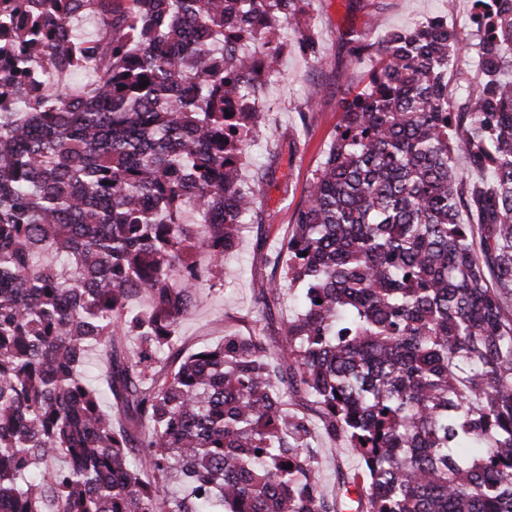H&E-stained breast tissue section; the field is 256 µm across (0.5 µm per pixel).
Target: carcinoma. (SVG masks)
<instances>
[{"label": "carcinoma", "instance_id": "carcinoma-1", "mask_svg": "<svg viewBox=\"0 0 512 512\" xmlns=\"http://www.w3.org/2000/svg\"><path fill=\"white\" fill-rule=\"evenodd\" d=\"M285 26L318 58L305 0H0V512H512V0H472L482 81L453 101L447 21L353 39L376 61L260 255V319L180 344L194 253L257 215ZM306 397L362 460L333 496ZM107 368L106 358L101 347H90L81 367L82 374L87 382L98 390L103 409L109 412L112 411V414H114V403L105 386Z\"/></svg>", "mask_w": 512, "mask_h": 512}]
</instances>
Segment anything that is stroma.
<instances>
[{
  "label": "stroma",
  "mask_w": 512,
  "mask_h": 512,
  "mask_svg": "<svg viewBox=\"0 0 512 512\" xmlns=\"http://www.w3.org/2000/svg\"><path fill=\"white\" fill-rule=\"evenodd\" d=\"M470 0H307L306 9L323 48L319 62H312L294 48L295 37L281 29L286 49L281 75L264 85L262 133L252 143L242 165L244 179L258 168L270 175L263 186L258 221L244 225L238 246L227 253L208 275L209 287L180 322L182 341L189 349L214 346L228 329L250 326L254 316L255 277L260 240L275 244L286 236L296 208L309 189L313 170L322 161L340 120V105L347 90L372 67L369 58H357L348 41L349 30H368L372 41H382L394 30L414 22L446 19L458 37H467ZM293 411L308 415L317 436L318 462L326 491L336 488L338 473L359 469L361 460L344 439L323 436L315 405L300 401Z\"/></svg>",
  "instance_id": "stroma-1"
}]
</instances>
